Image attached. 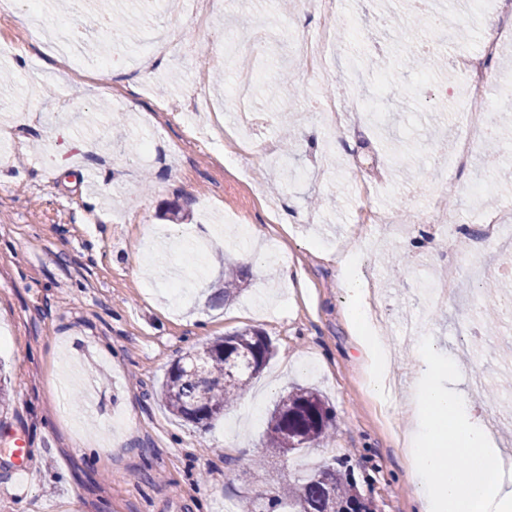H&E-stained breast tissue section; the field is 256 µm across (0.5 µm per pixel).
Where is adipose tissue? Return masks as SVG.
I'll return each instance as SVG.
<instances>
[{
  "mask_svg": "<svg viewBox=\"0 0 512 512\" xmlns=\"http://www.w3.org/2000/svg\"><path fill=\"white\" fill-rule=\"evenodd\" d=\"M337 263L356 338L370 363L371 388L383 393L389 352L371 328L352 256L339 253ZM451 372L443 363H426L414 392L409 478L420 512H512L506 461L490 431L473 418L468 393L449 385Z\"/></svg>",
  "mask_w": 512,
  "mask_h": 512,
  "instance_id": "obj_1",
  "label": "adipose tissue"
}]
</instances>
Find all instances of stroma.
<instances>
[{
    "instance_id": "1",
    "label": "stroma",
    "mask_w": 512,
    "mask_h": 512,
    "mask_svg": "<svg viewBox=\"0 0 512 512\" xmlns=\"http://www.w3.org/2000/svg\"><path fill=\"white\" fill-rule=\"evenodd\" d=\"M116 50L136 55L154 32L171 33L169 55L152 69L116 63L106 78L75 83L58 69L20 8L0 12V41L14 59L0 88V359L12 403L0 414V512H225L273 482L298 484L335 466L373 512H418L401 432L415 389L417 339L455 364L462 389L484 412L487 395L512 399V319L484 296L511 259L498 244L470 236L447 240L433 225L397 238L392 224L412 221L437 187L429 177L436 147L459 133L456 69L401 68L416 47L451 57L452 36L428 29L405 0H341L331 81L304 76L291 60L297 31L320 20L305 0H215L199 26L188 0H112ZM243 29L248 41L228 45ZM293 74V108L254 90L250 149L225 161L199 141L184 164L168 151L194 138L210 112L239 125L227 96L242 69ZM379 116L366 136L350 86ZM344 96L347 114L335 159L322 163L324 131L311 105ZM195 115L187 117L186 103ZM157 131L164 158L143 162L136 143ZM290 134L286 165L260 148ZM93 151H82L85 143ZM381 153L404 171L383 181L376 224L356 220L349 155ZM91 180H84L83 172ZM487 177L496 210L512 225V141L493 170L475 148L468 179ZM179 205L174 224L164 211ZM290 223H283V216ZM210 239L203 263L192 240ZM359 251L361 282L383 295L379 332L393 359L398 391L376 397L340 286L336 245ZM261 261L230 301L215 305L225 262L243 248ZM454 287L437 306L427 283ZM422 323L419 337L403 323ZM263 331L273 355L224 416L204 428L172 416L155 399L169 367L189 350L242 328ZM295 386L317 389L336 414L334 438L287 453L264 449L274 402ZM28 450V482L14 481L17 445Z\"/></svg>"
}]
</instances>
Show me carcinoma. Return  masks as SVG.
<instances>
[{
  "instance_id": "carcinoma-1",
  "label": "carcinoma",
  "mask_w": 512,
  "mask_h": 512,
  "mask_svg": "<svg viewBox=\"0 0 512 512\" xmlns=\"http://www.w3.org/2000/svg\"><path fill=\"white\" fill-rule=\"evenodd\" d=\"M239 288L238 271L224 270L223 287L212 300L225 303ZM235 354L229 368L226 354ZM271 354L267 338L245 328L186 353L170 368L159 396L167 409L184 420L206 426L224 413V406L239 396L263 368ZM335 431V415L321 396L307 388H295L282 396L270 415L265 447L283 452L304 445L318 446ZM259 512H364L355 505L337 471L329 479L312 475L299 487L280 486L276 493L258 494L253 500Z\"/></svg>"
}]
</instances>
